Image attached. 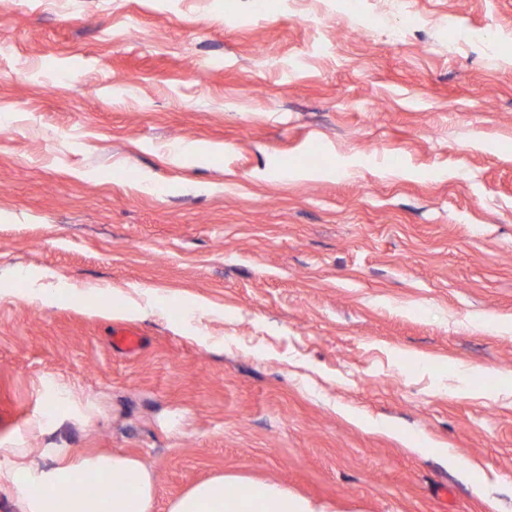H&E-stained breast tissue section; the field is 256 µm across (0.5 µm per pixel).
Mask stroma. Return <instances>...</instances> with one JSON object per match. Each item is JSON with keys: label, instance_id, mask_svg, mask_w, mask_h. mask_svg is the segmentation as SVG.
<instances>
[{"label": "stroma", "instance_id": "35a3bbf8", "mask_svg": "<svg viewBox=\"0 0 512 512\" xmlns=\"http://www.w3.org/2000/svg\"><path fill=\"white\" fill-rule=\"evenodd\" d=\"M0 275L61 296L0 297V440L42 468L512 512V0H0ZM142 334L130 328H119L112 331V343L119 349L133 354L142 346Z\"/></svg>", "mask_w": 512, "mask_h": 512}]
</instances>
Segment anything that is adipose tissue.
Listing matches in <instances>:
<instances>
[{
	"mask_svg": "<svg viewBox=\"0 0 512 512\" xmlns=\"http://www.w3.org/2000/svg\"><path fill=\"white\" fill-rule=\"evenodd\" d=\"M13 461L0 468V494L17 512H154L156 482L139 458L101 453L67 458L63 449H49L57 464H33L25 449H12ZM242 494H235V487ZM169 512H327L325 506L289 494L287 488L259 482L239 483L217 475L176 498Z\"/></svg>",
	"mask_w": 512,
	"mask_h": 512,
	"instance_id": "1",
	"label": "adipose tissue"
}]
</instances>
